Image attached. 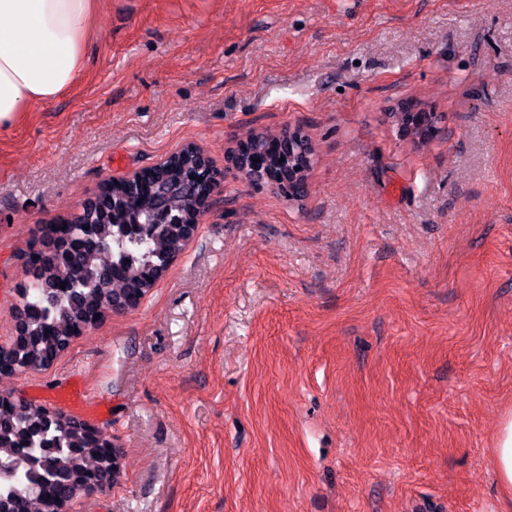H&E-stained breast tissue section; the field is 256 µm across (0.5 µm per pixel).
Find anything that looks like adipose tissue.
Here are the masks:
<instances>
[{
    "label": "adipose tissue",
    "instance_id": "1",
    "mask_svg": "<svg viewBox=\"0 0 512 512\" xmlns=\"http://www.w3.org/2000/svg\"><path fill=\"white\" fill-rule=\"evenodd\" d=\"M96 11V0H0L1 129L75 87Z\"/></svg>",
    "mask_w": 512,
    "mask_h": 512
}]
</instances>
